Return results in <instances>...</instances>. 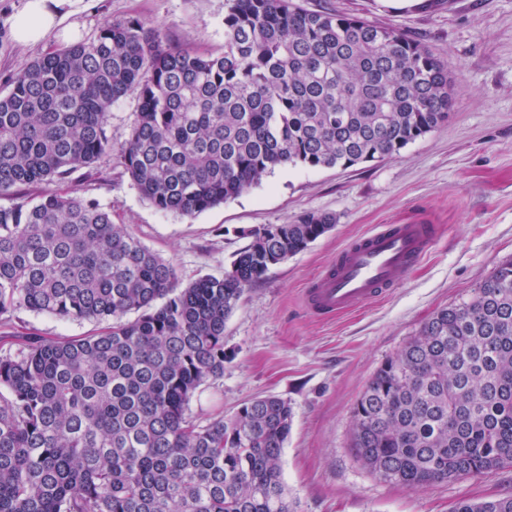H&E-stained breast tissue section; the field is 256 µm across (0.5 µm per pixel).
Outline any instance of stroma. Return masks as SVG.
<instances>
[{
    "label": "stroma",
    "instance_id": "35a3bbf8",
    "mask_svg": "<svg viewBox=\"0 0 512 512\" xmlns=\"http://www.w3.org/2000/svg\"><path fill=\"white\" fill-rule=\"evenodd\" d=\"M300 2L397 29L447 61L462 81L447 124L381 161L277 168L240 196L191 217L155 210L108 156L75 189L170 261L184 285L223 276L245 244L240 229L310 212L335 217L330 232L245 292L224 329V375L202 385L189 406L191 419L203 424L232 417L259 397L287 400L293 421L282 478L298 512H450L463 499L510 497L512 467L420 491L380 480L352 451L351 417L382 362L435 312L512 258V0H422L401 10L384 0ZM25 3L0 0V93L13 73L72 41L64 33L37 45L15 41L13 22ZM224 11L225 0H78L71 20L82 42L94 39L104 20L137 17L162 27L171 46L219 53ZM417 219L437 225L440 234L404 283L334 319L306 310L307 282L341 248L377 226ZM97 330L90 321L20 309L0 323V350L12 335Z\"/></svg>",
    "mask_w": 512,
    "mask_h": 512
}]
</instances>
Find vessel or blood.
<instances>
[{"label":"vessel or blood","mask_w":512,"mask_h":512,"mask_svg":"<svg viewBox=\"0 0 512 512\" xmlns=\"http://www.w3.org/2000/svg\"><path fill=\"white\" fill-rule=\"evenodd\" d=\"M435 239L436 229L430 224H396L359 237L308 282L306 307L332 317L382 297L403 282Z\"/></svg>","instance_id":"vessel-or-blood-1"}]
</instances>
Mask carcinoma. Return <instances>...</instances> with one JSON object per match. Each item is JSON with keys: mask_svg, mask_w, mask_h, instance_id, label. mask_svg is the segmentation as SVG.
<instances>
[{"mask_svg": "<svg viewBox=\"0 0 512 512\" xmlns=\"http://www.w3.org/2000/svg\"><path fill=\"white\" fill-rule=\"evenodd\" d=\"M459 85L407 35L296 0H226L219 54L107 19L93 41L14 74L0 95V197L12 200L0 205V317L106 328L14 336L0 353V512H295L281 479L288 401L257 398L205 425L187 408L224 376V328L246 290L335 217L245 230L223 277L182 287L98 200L56 185L113 156L154 208L194 216L278 167L392 157L448 122ZM131 93L136 119L116 144L110 110ZM352 448L410 489L512 467V260L381 364L354 405ZM452 512H512V497Z\"/></svg>", "mask_w": 512, "mask_h": 512, "instance_id": "cac0c4a2", "label": "carcinoma"}]
</instances>
